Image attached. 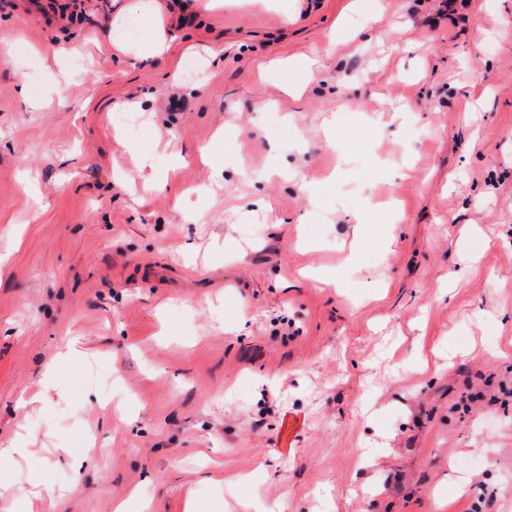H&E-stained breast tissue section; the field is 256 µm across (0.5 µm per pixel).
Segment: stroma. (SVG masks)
Returning <instances> with one entry per match:
<instances>
[{
  "mask_svg": "<svg viewBox=\"0 0 512 512\" xmlns=\"http://www.w3.org/2000/svg\"><path fill=\"white\" fill-rule=\"evenodd\" d=\"M440 7L170 0L152 63L113 50L112 0H0V442L45 447L16 486L243 512L210 477L251 471L285 512H512V0ZM128 143L178 154L163 185ZM72 336L64 397L22 416Z\"/></svg>",
  "mask_w": 512,
  "mask_h": 512,
  "instance_id": "1",
  "label": "stroma"
}]
</instances>
